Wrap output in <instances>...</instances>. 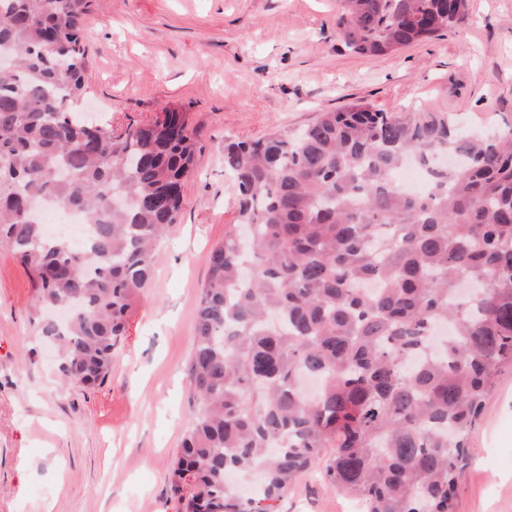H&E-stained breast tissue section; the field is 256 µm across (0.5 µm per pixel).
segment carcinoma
<instances>
[{
	"instance_id": "1",
	"label": "carcinoma",
	"mask_w": 512,
	"mask_h": 512,
	"mask_svg": "<svg viewBox=\"0 0 512 512\" xmlns=\"http://www.w3.org/2000/svg\"><path fill=\"white\" fill-rule=\"evenodd\" d=\"M89 0H0V245L35 282L34 319L64 383L102 385L153 254L182 208L197 126L121 133L79 111ZM467 0H338L364 56L461 26ZM412 159L419 195L395 181ZM234 224L209 256L188 366L191 414L171 488L181 512H276L320 471L363 512H455L469 436L512 363V127L467 134L448 113L365 98L304 127L224 147ZM92 225L47 236L25 203ZM65 305L68 321L46 311ZM320 388L309 397L303 376ZM331 449L327 460L322 451Z\"/></svg>"
}]
</instances>
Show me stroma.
<instances>
[{
  "mask_svg": "<svg viewBox=\"0 0 512 512\" xmlns=\"http://www.w3.org/2000/svg\"><path fill=\"white\" fill-rule=\"evenodd\" d=\"M336 0H91L85 105L101 124L166 109L199 127L183 209L154 256L112 374L66 387L31 321L36 288L0 246V512H179L170 473L190 415L187 369L208 256L238 223L224 145L364 97L435 106L466 131L512 126V0H468L465 23L392 56L347 50ZM457 512H512V366L470 435ZM305 475L280 512H346Z\"/></svg>",
  "mask_w": 512,
  "mask_h": 512,
  "instance_id": "obj_1",
  "label": "stroma"
}]
</instances>
